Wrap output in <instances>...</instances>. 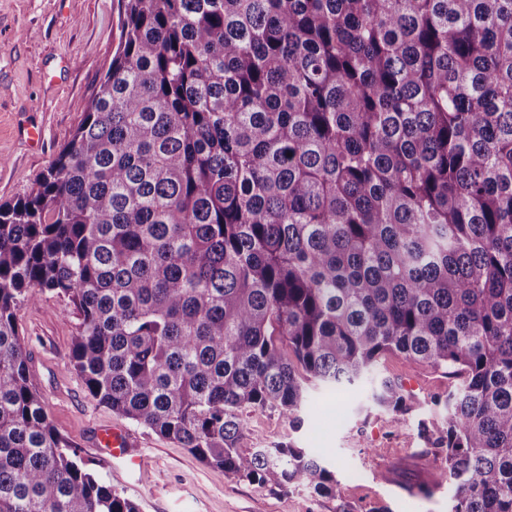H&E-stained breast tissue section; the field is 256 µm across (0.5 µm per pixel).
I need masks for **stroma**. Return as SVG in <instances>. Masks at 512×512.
Instances as JSON below:
<instances>
[{"instance_id":"obj_1","label":"stroma","mask_w":512,"mask_h":512,"mask_svg":"<svg viewBox=\"0 0 512 512\" xmlns=\"http://www.w3.org/2000/svg\"><path fill=\"white\" fill-rule=\"evenodd\" d=\"M120 0H0V204L28 196L36 179L72 138L119 41ZM40 128V141L28 139ZM19 323L30 373L61 435L74 442L106 484L140 512H449L456 486L419 434L434 414L431 398L453 384L442 372L399 356L382 359L374 377L343 390L318 388L301 427L279 413L243 409L239 447L249 452L291 440L313 449L333 471L338 496L309 485L271 490L202 464L187 449L88 397L72 342L78 319L66 302L43 294L25 301ZM418 379L404 427L375 407L376 378ZM125 424L146 471L101 453V428Z\"/></svg>"}]
</instances>
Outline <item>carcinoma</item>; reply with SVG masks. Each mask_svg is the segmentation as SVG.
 <instances>
[{"label": "carcinoma", "mask_w": 512, "mask_h": 512, "mask_svg": "<svg viewBox=\"0 0 512 512\" xmlns=\"http://www.w3.org/2000/svg\"><path fill=\"white\" fill-rule=\"evenodd\" d=\"M66 299L89 396L271 489L337 493L248 407L387 355L458 379L420 434L458 493L512 512V0H121L72 139L0 204V512H139L50 421L18 311ZM372 399L403 427L414 398Z\"/></svg>", "instance_id": "obj_1"}]
</instances>
